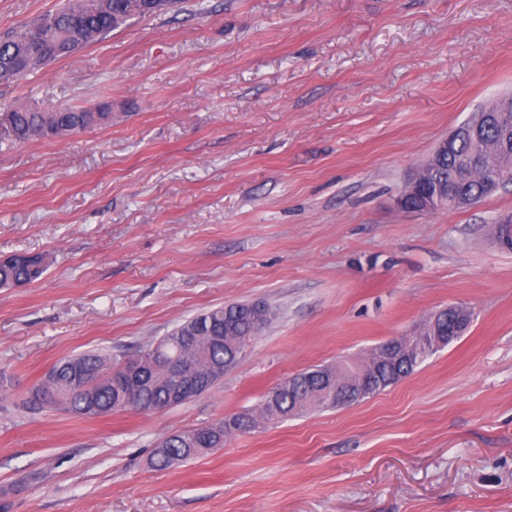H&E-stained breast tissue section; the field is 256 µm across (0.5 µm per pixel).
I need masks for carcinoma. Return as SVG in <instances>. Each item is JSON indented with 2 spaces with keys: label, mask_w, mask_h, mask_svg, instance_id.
I'll use <instances>...</instances> for the list:
<instances>
[{
  "label": "carcinoma",
  "mask_w": 512,
  "mask_h": 512,
  "mask_svg": "<svg viewBox=\"0 0 512 512\" xmlns=\"http://www.w3.org/2000/svg\"><path fill=\"white\" fill-rule=\"evenodd\" d=\"M132 0H63L54 12L33 19L0 34V86H8L20 78L41 69V60L51 63L70 56L74 42L85 46L107 36L123 26L135 12ZM512 97L495 98L484 109L498 113V120L484 131V146L499 142L500 126L512 123ZM112 113L93 112L88 106H68L45 110L23 107L0 110V143L35 142L45 137H66L86 129L108 126ZM470 152L466 142L452 145L444 162L427 180L448 182V195L466 197L480 202L489 196L487 183L498 180L503 186L512 184V157L483 151L481 159L463 180L450 176L456 159ZM47 269L46 257L39 254L16 253L0 263V288L10 289L29 285L42 277ZM258 312L248 303L230 304L210 309L192 317L184 324L198 329L201 338L190 346L184 343L181 326L153 342L161 354L176 363L190 361L205 368L217 369L207 386L212 389L224 377V364L233 361L239 347L246 346L258 333ZM147 347L133 355L114 357L109 353L88 351L60 359L38 384L29 391L26 405L32 410L52 409L66 414L98 417L119 411L146 412L176 407L171 399L172 378L161 371L148 370L138 384L128 387L121 382L127 364L149 356ZM417 362L400 359L369 369L363 390L350 394V402L363 401L411 374ZM326 384L321 367L303 372L302 377L290 376L275 385L278 393L274 402L264 395L259 417L265 422H282L302 416L314 409L332 407L321 400ZM233 427L224 430L220 424L215 435L212 426L188 431L200 433L207 441L188 442L177 433L167 439L162 448L154 449L152 462L160 467L180 465L224 442L228 436L256 428L257 419L248 413L231 417Z\"/></svg>",
  "instance_id": "cac0c4a2"
}]
</instances>
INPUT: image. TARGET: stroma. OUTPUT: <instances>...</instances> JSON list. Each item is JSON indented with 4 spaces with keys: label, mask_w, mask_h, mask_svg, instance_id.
Instances as JSON below:
<instances>
[{
    "label": "stroma",
    "mask_w": 512,
    "mask_h": 512,
    "mask_svg": "<svg viewBox=\"0 0 512 512\" xmlns=\"http://www.w3.org/2000/svg\"><path fill=\"white\" fill-rule=\"evenodd\" d=\"M512 91V0H184L10 86L112 123L0 146V512H512V186L403 212L450 130ZM274 317L207 394L158 412L22 409L61 358L131 355L237 302ZM466 332L384 391L228 438L155 445L357 361L432 313ZM47 269L46 257L39 254L16 253L5 256L0 263V288L29 285L42 277ZM471 315L468 309L449 306L448 307V326L443 321L439 325L441 333L444 335L448 329V344L458 339L470 326ZM232 421L233 427L228 431L224 430V420L217 421L209 426L201 427L177 433L167 439L164 448H155L153 453L152 462L154 465L160 467H172L180 465L183 462L193 459L194 457L215 448L217 445L224 442L228 436L237 433L249 432L256 428L257 419L250 415V413H242L228 418ZM220 424L218 437L214 436L212 426ZM182 433H187L195 438V442H187ZM205 433L208 436L207 442H200L197 439L198 434Z\"/></svg>",
    "instance_id": "obj_1"
}]
</instances>
